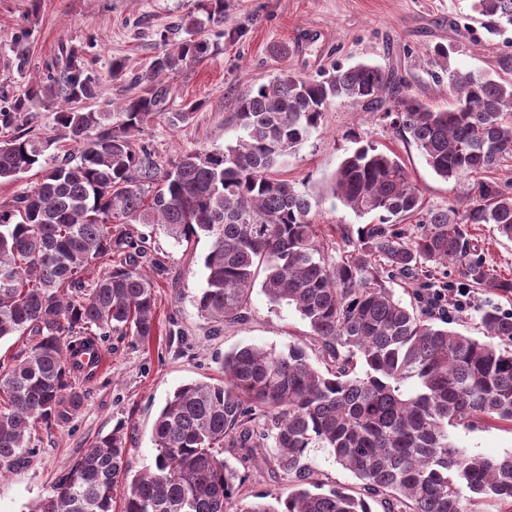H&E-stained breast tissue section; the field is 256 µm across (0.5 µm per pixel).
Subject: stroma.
<instances>
[{"label":"stroma","instance_id":"obj_1","mask_svg":"<svg viewBox=\"0 0 512 512\" xmlns=\"http://www.w3.org/2000/svg\"><path fill=\"white\" fill-rule=\"evenodd\" d=\"M199 6L200 0H0V90L27 89L58 43L79 48L91 40L97 46L92 67L100 81L93 107L106 111L125 96L124 82L108 75L112 58H124L130 70L142 69L160 50L159 31L197 13ZM24 22L33 29L25 77L14 67L11 42L14 29ZM438 45L448 49L442 66L432 56ZM360 62L393 71L405 82L407 94L430 108L445 109L451 103L449 71L512 79V29L490 33L473 0H224V36L217 49L168 80L170 107L196 104L193 119L175 127L154 120L144 136L169 162L186 149L235 144L243 134L237 103L249 90L283 70L315 77ZM361 139L399 158L424 207H448L460 191L456 181L438 177L415 144L379 113L350 101L333 104L283 170L285 179L310 196L314 222L333 257L340 251L341 229L376 221L372 214L357 216L329 191L340 161ZM132 230L151 244V258L143 267L156 286V334L143 346L128 336L100 340L105 362L92 379L79 382L86 393L83 409L65 427L39 433L32 464L0 479V512H35L90 442L119 425L126 434L131 473L153 467L152 426L167 398L182 384L222 378L224 356L236 348L259 345L284 352L298 343L311 361L319 359L320 346L308 323L293 308L270 303L261 289H254L240 324L219 327L201 316L195 299L205 284L207 238L179 244L153 225L136 224ZM470 230L482 244L487 266L512 278V241L490 224H474ZM469 290L471 305L453 312L452 327L478 338L482 309L498 305L510 310L512 301ZM449 436L472 455L512 454V425L506 423L459 426ZM224 456L244 475L248 494L273 496L285 488L271 464L241 461L237 449L225 450Z\"/></svg>","mask_w":512,"mask_h":512}]
</instances>
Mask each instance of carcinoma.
Returning a JSON list of instances; mask_svg holds the SVG:
<instances>
[{"instance_id": "obj_1", "label": "carcinoma", "mask_w": 512, "mask_h": 512, "mask_svg": "<svg viewBox=\"0 0 512 512\" xmlns=\"http://www.w3.org/2000/svg\"><path fill=\"white\" fill-rule=\"evenodd\" d=\"M206 20L186 16L161 34L164 50L132 76L116 112L89 109L99 79L85 57L62 44L36 85L0 94V180L35 171V185L0 202V339L27 337V349L0 359V477L22 470L39 427H64L81 412L75 378L91 373L99 337L155 336L154 284L140 260L146 238L129 224H154L177 242L210 241L196 307L218 325L245 320L254 284L293 307L322 345L323 367L304 347L275 352L247 345L224 355V379L177 388L153 424L154 468L133 476L122 512H474L493 499L512 512V454L470 455L448 427L488 419L512 424V312L480 314L486 340L448 328L451 320L404 305L390 283L435 287L455 264L465 280L512 295V279L491 272L469 225L492 224L512 240V178L485 182L512 158V81L448 72L453 100L434 110L406 94L395 74L360 63L317 78L290 71L245 93L236 118L244 136L223 149L186 150L166 167L144 126L186 123L197 105L168 108L166 79L211 49L198 37L224 23V0ZM488 28L512 27V0H475ZM188 37L169 43L180 32ZM32 32L12 35L14 65L29 66ZM380 112L409 135L428 166L462 185L461 207L426 209L404 165L370 144L347 155L330 188L355 214L379 223L341 231L343 254L325 255L307 194L274 172L288 163L338 100ZM58 104L56 128L34 126L39 104ZM76 143L79 159L47 155ZM419 217L415 235L397 220ZM118 257L86 285L91 265ZM413 385L406 392L403 386ZM273 443L274 470L287 482L275 503L244 502L245 478L221 457L240 448L260 460ZM321 448L358 483L325 486L310 452ZM124 427L98 436L53 487L38 512H113L127 476Z\"/></svg>"}]
</instances>
